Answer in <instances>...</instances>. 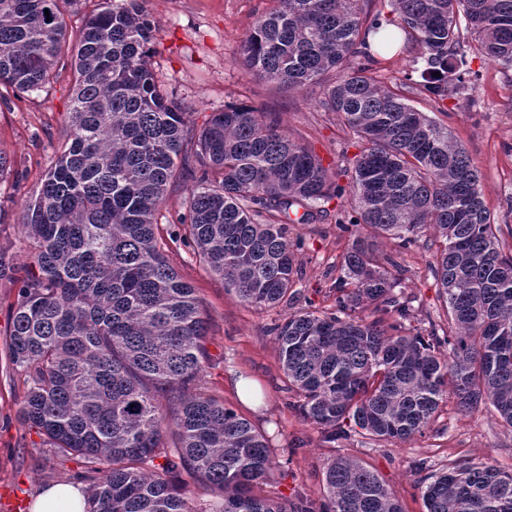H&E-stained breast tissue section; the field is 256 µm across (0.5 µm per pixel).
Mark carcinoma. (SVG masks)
I'll list each match as a JSON object with an SVG mask.
<instances>
[{"mask_svg": "<svg viewBox=\"0 0 512 512\" xmlns=\"http://www.w3.org/2000/svg\"><path fill=\"white\" fill-rule=\"evenodd\" d=\"M62 2L0 0V88L31 93L61 65L72 73L66 140L23 205L29 264L19 278L0 251V279L17 288L8 350L25 373L23 419L55 456L83 460L86 512H190L173 471L209 485L208 512H312L302 497L255 494L281 467L268 439L189 392L208 360V319L168 253L179 242L242 303L277 305L300 280L304 242L290 225L327 216L346 193L333 308L272 328L298 410L327 443L353 432L406 442L450 399L465 413L488 404L512 429V254L466 148L370 74L366 41L385 24L403 31L419 79L400 87L443 101L475 88L470 54L512 68V0H392L385 22L372 0H275L257 17L240 47L253 75L289 93L336 73L321 105L362 143L336 171L245 103L194 133L155 80L145 0H102L72 55ZM194 136L198 184L182 230L163 236ZM378 238L435 247L447 327L424 337L406 326L414 298L400 262L376 255ZM423 486L427 512H512V472L489 462H455ZM319 512L403 510L375 471L339 456L324 466Z\"/></svg>", "mask_w": 512, "mask_h": 512, "instance_id": "1", "label": "carcinoma"}]
</instances>
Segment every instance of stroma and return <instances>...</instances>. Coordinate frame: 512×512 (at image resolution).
<instances>
[{
	"label": "stroma",
	"instance_id": "1",
	"mask_svg": "<svg viewBox=\"0 0 512 512\" xmlns=\"http://www.w3.org/2000/svg\"><path fill=\"white\" fill-rule=\"evenodd\" d=\"M271 5V0H146L144 8L155 28L151 58L155 78L189 112L194 126H202L225 104L244 102L273 113L288 136L312 149L324 164L347 166L360 145L342 130L335 113L322 108V85L310 84L286 94L275 83L255 78L241 62L242 41L257 16ZM471 67L479 79L470 95L439 102L414 91L407 97L466 147L480 172L482 199L512 245V69L481 57L473 58ZM71 86L72 74L66 68L43 90L0 104V152L11 162L0 176V200L5 203L0 247L7 249L10 262L20 270L29 263L20 200L40 187L65 137ZM290 232L304 242L296 254L301 280L293 298L266 309L245 306L187 248L169 253L171 264L195 287L208 315L209 360L200 379L202 390L267 432L283 464L257 487V494L288 500L303 497L318 506L325 462L346 455L378 473L405 512H425L421 492L425 472L415 470V461L425 460L426 472L432 473L458 460H489L512 471V430L502 426L490 407L466 414L446 405L430 431L404 443L373 444L357 436L323 441L318 428L294 407L296 398L288 391L272 329L290 313L332 305L334 264L347 242L339 237L331 214L313 224L291 225ZM377 250L397 256L406 269L407 291L416 298L412 326L425 335L432 325L446 324V308L428 269L430 254L424 243L403 250L396 240L381 239ZM15 299V287L0 280V489H11L30 501L49 485L75 480L82 465L76 459L49 457L39 435L21 416L25 376L10 364L6 347ZM234 373L258 382L260 410L239 402L230 382Z\"/></svg>",
	"mask_w": 512,
	"mask_h": 512
}]
</instances>
